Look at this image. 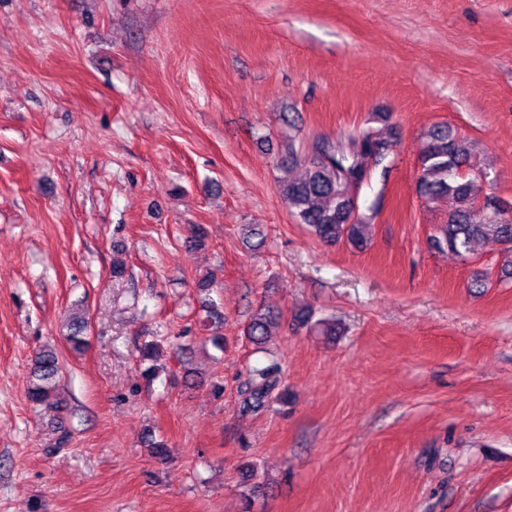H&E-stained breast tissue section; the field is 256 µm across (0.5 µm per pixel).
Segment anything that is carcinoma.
Returning a JSON list of instances; mask_svg holds the SVG:
<instances>
[{"label": "carcinoma", "instance_id": "carcinoma-1", "mask_svg": "<svg viewBox=\"0 0 512 512\" xmlns=\"http://www.w3.org/2000/svg\"><path fill=\"white\" fill-rule=\"evenodd\" d=\"M384 151V142L372 127L348 133L336 142L319 140L303 157L302 176L280 185L281 196L299 223L308 225L324 242L334 244L346 239L360 246L365 242L367 225L357 214L355 197L381 164ZM473 156L471 142L446 125H436L428 131L420 152L416 178L419 195L429 201L448 197L455 202L454 210L448 214V223L441 225L434 237L435 244L457 255L468 253L476 240L491 245L512 243V215H506V209L497 200L486 199L482 219H475L474 185L479 175L471 172L475 168ZM214 284L211 274L195 283L202 295L205 324L222 317L218 306L210 299ZM275 320L276 316L270 311L256 314L247 330L251 342L264 344ZM87 330L88 318L78 316L72 320L66 340L73 349L84 348ZM159 349L160 344L153 338L144 339L137 348L140 362L146 365L143 375L149 381L156 377L153 361ZM59 371L54 350L45 348L36 353L27 388L31 403L53 406ZM276 372L273 365L251 370L244 399L247 408L256 410L265 406L277 385Z\"/></svg>", "mask_w": 512, "mask_h": 512}]
</instances>
